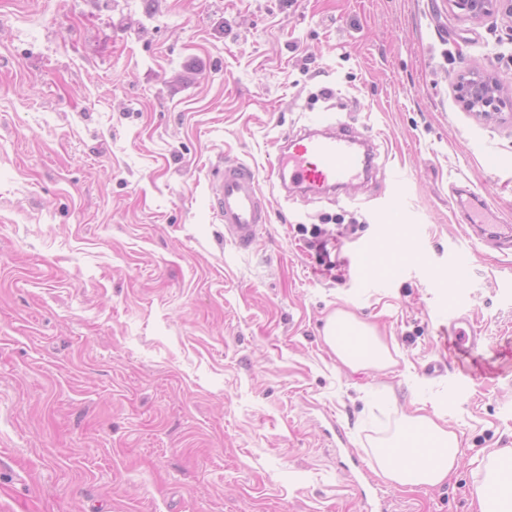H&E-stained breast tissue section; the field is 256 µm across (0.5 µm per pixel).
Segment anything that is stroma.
I'll return each mask as SVG.
<instances>
[{"mask_svg":"<svg viewBox=\"0 0 512 512\" xmlns=\"http://www.w3.org/2000/svg\"><path fill=\"white\" fill-rule=\"evenodd\" d=\"M507 25L448 0H0V512H366L334 432L373 466L417 403L466 458L432 488L376 480L389 512H477L474 457L512 448V250L469 214L512 225V109L455 84L512 98ZM326 113L371 138L372 180L330 201L263 178L271 222L239 251L217 167L265 175ZM339 307L398 365L339 363ZM456 312L476 349L448 350ZM460 98L469 109H476L484 115L497 111L506 105L502 90L497 81L490 77L478 79L461 77L457 83Z\"/></svg>","mask_w":512,"mask_h":512,"instance_id":"35a3bbf8","label":"stroma"}]
</instances>
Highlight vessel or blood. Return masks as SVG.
I'll list each match as a JSON object with an SVG mask.
<instances>
[{
    "label": "vessel or blood",
    "mask_w": 512,
    "mask_h": 512,
    "mask_svg": "<svg viewBox=\"0 0 512 512\" xmlns=\"http://www.w3.org/2000/svg\"><path fill=\"white\" fill-rule=\"evenodd\" d=\"M373 147L348 127L325 120L285 134L268 174L284 195L319 197L364 177ZM213 211L224 235L241 251L251 250L269 221L257 169L241 160L225 162L210 183Z\"/></svg>",
    "instance_id": "obj_1"
}]
</instances>
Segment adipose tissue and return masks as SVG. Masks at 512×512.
<instances>
[{
    "instance_id": "adipose-tissue-1",
    "label": "adipose tissue",
    "mask_w": 512,
    "mask_h": 512,
    "mask_svg": "<svg viewBox=\"0 0 512 512\" xmlns=\"http://www.w3.org/2000/svg\"><path fill=\"white\" fill-rule=\"evenodd\" d=\"M323 340L337 361L353 371L387 370L397 364L398 351L375 327L341 307L328 319ZM461 447L460 433L440 414L417 408L375 450L377 473L398 489L435 487L460 468ZM484 472L474 491L478 512H512V448L491 452Z\"/></svg>"
}]
</instances>
